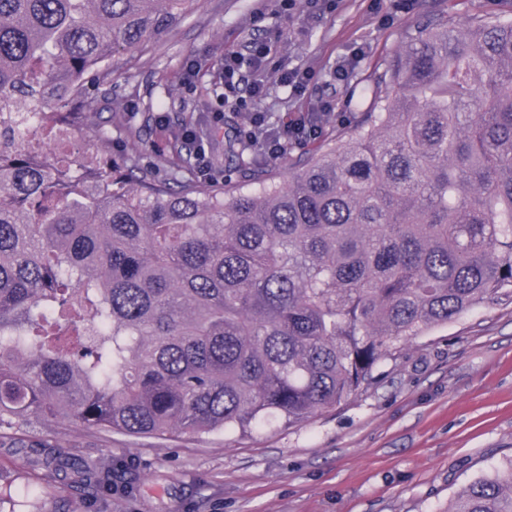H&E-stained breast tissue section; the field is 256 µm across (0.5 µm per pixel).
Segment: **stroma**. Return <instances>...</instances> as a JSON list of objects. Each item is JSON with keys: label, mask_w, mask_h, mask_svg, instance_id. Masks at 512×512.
<instances>
[{"label": "stroma", "mask_w": 512, "mask_h": 512, "mask_svg": "<svg viewBox=\"0 0 512 512\" xmlns=\"http://www.w3.org/2000/svg\"><path fill=\"white\" fill-rule=\"evenodd\" d=\"M445 0H336L332 11L296 0H199L160 41L135 58L112 60V80L85 82L93 99L87 127L66 149L124 159L138 153L159 173L185 169V120L202 131L208 176L224 185V125L245 124L226 105V53L253 38L267 40L273 61L309 66L304 94L269 81L257 102L269 131L325 106L324 125L348 123L336 69L355 60L360 77L395 55L421 16ZM198 75L184 82L187 61ZM110 125L96 137L94 125ZM379 379L338 410L288 429L166 438L100 433L73 423L31 421L17 430L33 448L0 447V486L38 485L40 497H16L14 512H448L473 480L512 460V304L483 303L413 340L379 365ZM63 454L108 467L133 461L139 478L110 499L82 500L59 475L45 480L35 460Z\"/></svg>", "instance_id": "obj_1"}]
</instances>
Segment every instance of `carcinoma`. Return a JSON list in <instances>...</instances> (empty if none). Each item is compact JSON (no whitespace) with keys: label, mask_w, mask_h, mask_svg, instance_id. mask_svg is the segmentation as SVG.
I'll list each match as a JSON object with an SVG mask.
<instances>
[{"label":"carcinoma","mask_w":512,"mask_h":512,"mask_svg":"<svg viewBox=\"0 0 512 512\" xmlns=\"http://www.w3.org/2000/svg\"><path fill=\"white\" fill-rule=\"evenodd\" d=\"M197 0H0V428L36 419L162 438L290 428L376 380L402 345L512 303V19L442 14L344 91L356 123L245 164L224 190L140 160L37 162L88 117L83 76L160 40ZM84 496L134 483L60 455ZM451 512H512L507 473Z\"/></svg>","instance_id":"carcinoma-1"}]
</instances>
